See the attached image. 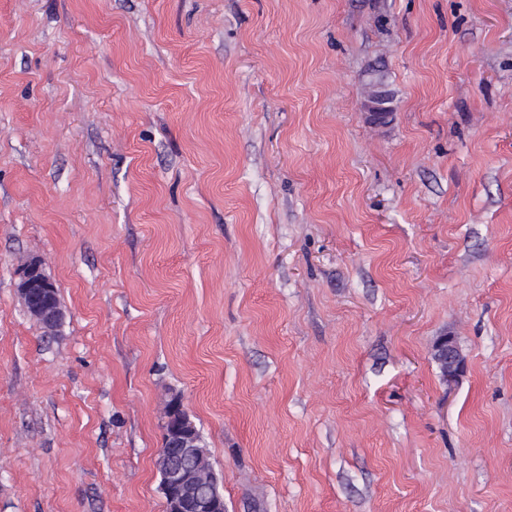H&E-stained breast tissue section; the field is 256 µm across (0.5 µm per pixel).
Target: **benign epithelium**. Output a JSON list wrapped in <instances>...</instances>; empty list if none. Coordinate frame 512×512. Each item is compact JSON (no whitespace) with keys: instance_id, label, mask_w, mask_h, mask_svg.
<instances>
[{"instance_id":"7a95c632","label":"benign epithelium","mask_w":512,"mask_h":512,"mask_svg":"<svg viewBox=\"0 0 512 512\" xmlns=\"http://www.w3.org/2000/svg\"><path fill=\"white\" fill-rule=\"evenodd\" d=\"M17 288L28 314L42 324L47 334L54 333L62 323L63 311L56 286L44 273L41 261L32 259L22 265ZM454 347L450 336L439 337L432 347V355L442 366L443 379L450 383L464 372L461 359H448ZM194 436L192 428L179 423L163 433L158 460H167L160 482L167 512H224V498L203 493L194 480Z\"/></svg>"}]
</instances>
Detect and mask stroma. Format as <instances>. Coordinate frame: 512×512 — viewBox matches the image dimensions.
Here are the masks:
<instances>
[{
	"label": "stroma",
	"mask_w": 512,
	"mask_h": 512,
	"mask_svg": "<svg viewBox=\"0 0 512 512\" xmlns=\"http://www.w3.org/2000/svg\"><path fill=\"white\" fill-rule=\"evenodd\" d=\"M175 394L224 512H512V0H0V512H167ZM19 276L17 288L24 308L42 324L48 335L54 333L62 323L63 311L56 286L44 273L41 261L25 262ZM456 348L452 337L442 336L437 339L432 347L433 358L436 357L439 365L442 366L443 379L452 383L464 372V363L460 358L450 359V349Z\"/></svg>",
	"instance_id": "obj_1"
}]
</instances>
